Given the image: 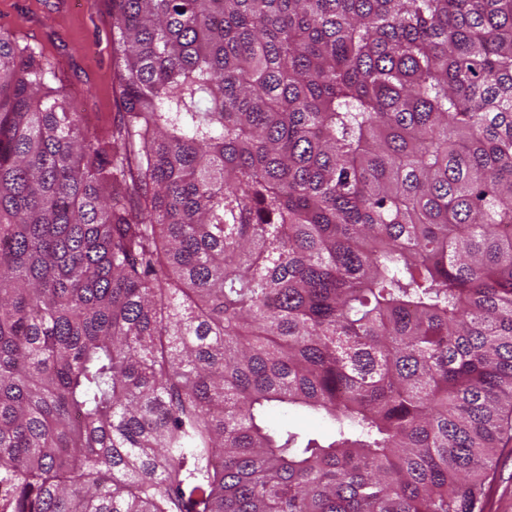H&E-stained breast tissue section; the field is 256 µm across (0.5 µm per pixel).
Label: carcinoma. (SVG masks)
Wrapping results in <instances>:
<instances>
[{
  "label": "carcinoma",
  "instance_id": "1",
  "mask_svg": "<svg viewBox=\"0 0 512 512\" xmlns=\"http://www.w3.org/2000/svg\"><path fill=\"white\" fill-rule=\"evenodd\" d=\"M111 2L104 134L0 34V512H475L512 0Z\"/></svg>",
  "mask_w": 512,
  "mask_h": 512
}]
</instances>
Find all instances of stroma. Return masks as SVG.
I'll list each match as a JSON object with an SVG mask.
<instances>
[{
	"mask_svg": "<svg viewBox=\"0 0 512 512\" xmlns=\"http://www.w3.org/2000/svg\"><path fill=\"white\" fill-rule=\"evenodd\" d=\"M0 33L43 54L56 74L52 86L68 92L83 122L100 132L111 130L120 89L113 82L110 0H89L81 7L65 0H0ZM479 509L512 512V443L500 449Z\"/></svg>",
	"mask_w": 512,
	"mask_h": 512,
	"instance_id": "1",
	"label": "stroma"
}]
</instances>
